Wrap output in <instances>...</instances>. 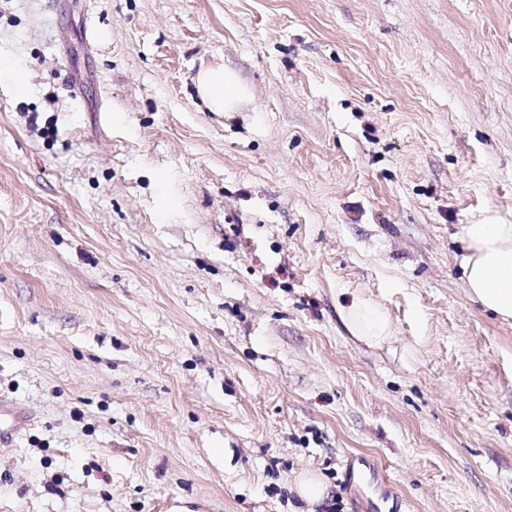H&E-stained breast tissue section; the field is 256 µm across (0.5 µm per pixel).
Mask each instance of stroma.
<instances>
[{
    "mask_svg": "<svg viewBox=\"0 0 512 512\" xmlns=\"http://www.w3.org/2000/svg\"><path fill=\"white\" fill-rule=\"evenodd\" d=\"M0 54V512H368L354 457L512 512L459 239L512 222V0H0ZM7 78L18 96H25L30 89L27 75L20 70L14 61L4 55H0V78ZM197 86L208 107L214 112H234L249 97L248 89L234 72L227 69L200 72ZM347 321L360 336L375 342L385 337L386 321L374 306L366 304L354 306L347 314ZM294 489L298 496L309 505L320 502L327 493L326 485L313 474L301 476Z\"/></svg>",
    "mask_w": 512,
    "mask_h": 512,
    "instance_id": "35a3bbf8",
    "label": "stroma"
}]
</instances>
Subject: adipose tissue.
Instances as JSON below:
<instances>
[{
	"mask_svg": "<svg viewBox=\"0 0 512 512\" xmlns=\"http://www.w3.org/2000/svg\"><path fill=\"white\" fill-rule=\"evenodd\" d=\"M197 86L215 112L235 111L249 97L247 88L227 69L200 72ZM461 236L467 250L463 267L468 294L502 321L512 320V223L466 224Z\"/></svg>",
	"mask_w": 512,
	"mask_h": 512,
	"instance_id": "1",
	"label": "adipose tissue"
}]
</instances>
